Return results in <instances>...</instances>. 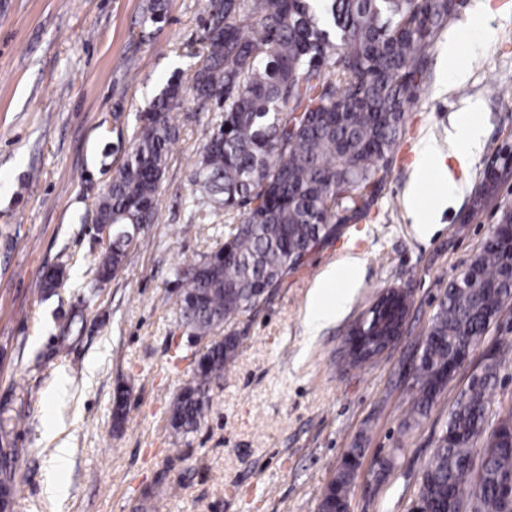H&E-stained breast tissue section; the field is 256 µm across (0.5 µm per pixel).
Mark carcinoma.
<instances>
[{"label": "carcinoma", "mask_w": 512, "mask_h": 512, "mask_svg": "<svg viewBox=\"0 0 512 512\" xmlns=\"http://www.w3.org/2000/svg\"><path fill=\"white\" fill-rule=\"evenodd\" d=\"M455 15L448 0H206L203 63L184 80L169 78L139 115L124 159L96 201L95 223L112 229L96 282L117 275L141 225L156 218L178 112L190 96L224 117L205 143L191 181V216L224 212L232 230L224 248L174 268L181 325L198 339L214 336L259 305L268 289L336 231V211L362 212L405 134L429 55ZM152 0L143 24L164 22ZM485 176L475 204L493 195ZM512 212L483 250L448 284L421 358L426 370L411 409L427 416L448 368L472 349L512 302ZM237 348L227 335L191 354L194 371L171 407L170 426L194 433ZM461 393L426 462L413 507L420 512H512L499 477L512 473V449L488 429L496 358ZM0 448V512H14L9 464ZM361 449L347 454L319 512H347V492Z\"/></svg>", "instance_id": "carcinoma-1"}]
</instances>
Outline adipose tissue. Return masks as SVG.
<instances>
[{"instance_id":"1","label":"adipose tissue","mask_w":512,"mask_h":512,"mask_svg":"<svg viewBox=\"0 0 512 512\" xmlns=\"http://www.w3.org/2000/svg\"><path fill=\"white\" fill-rule=\"evenodd\" d=\"M482 136V128L473 123L469 114H462L456 132L448 139L447 149H440L434 143H426L423 148L425 159H432L441 154H448L453 159V166H442L441 172L444 180L454 178L455 171H467L470 165V147L476 144ZM423 163L417 164L414 173L415 179H422L426 168ZM359 260L348 256L341 262L329 266L317 281L306 309V323L311 330L332 323L338 317L345 300L353 294L359 286Z\"/></svg>"}]
</instances>
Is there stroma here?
Returning a JSON list of instances; mask_svg holds the SVG:
<instances>
[{
    "label": "stroma",
    "mask_w": 512,
    "mask_h": 512,
    "mask_svg": "<svg viewBox=\"0 0 512 512\" xmlns=\"http://www.w3.org/2000/svg\"><path fill=\"white\" fill-rule=\"evenodd\" d=\"M464 0L430 53L424 89L389 174L365 214L337 212L336 234L227 324L238 348L197 432L173 435L170 408L193 374L170 365L175 345L205 349L181 327L171 270L224 243V220L195 223L187 207L199 152L219 109H181L157 219L115 278L91 295L109 240L95 201L127 134L173 74L202 62L205 0H165L161 27L141 21L151 0H0V447L19 449L15 512H318L350 449H361L348 512H410L422 466L448 413L491 350L497 384L488 421L512 411V309L411 424L414 367L450 280L512 211V0ZM458 45V60L445 49ZM476 109L483 136L462 183L446 189L429 162L423 207L447 193L437 229L420 237L406 190L425 143L447 146L458 113ZM497 192L474 204L489 172ZM359 258L362 284L336 322L312 331L306 305L322 272ZM59 266L64 284L40 283ZM408 292L402 341L374 362L343 354L351 326L379 295ZM129 389L122 428L117 384ZM70 450L65 469L55 448Z\"/></svg>",
    "instance_id": "obj_1"
}]
</instances>
